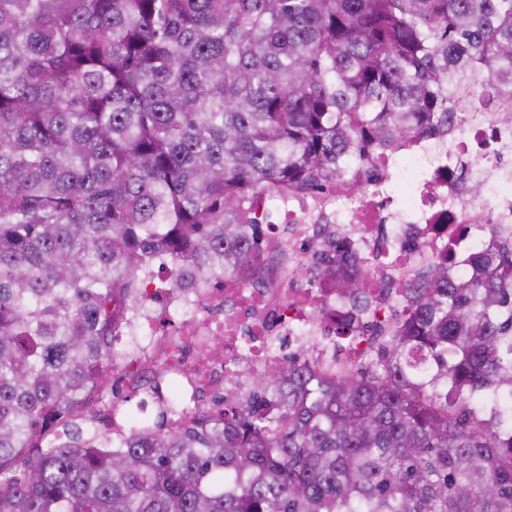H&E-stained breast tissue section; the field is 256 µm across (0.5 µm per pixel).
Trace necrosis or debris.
I'll return each mask as SVG.
<instances>
[{
	"mask_svg": "<svg viewBox=\"0 0 512 512\" xmlns=\"http://www.w3.org/2000/svg\"><path fill=\"white\" fill-rule=\"evenodd\" d=\"M402 163L411 171L426 168L427 176L415 197L394 207L388 183ZM473 176L489 184V193H466ZM261 209L288 234L272 235L252 275L224 278L216 288L203 282L170 296L162 311L146 303L130 315L142 371L133 381L115 382L113 431L125 430L130 417L124 398L135 388L152 394L167 381L180 385V401H165L158 423L174 430L192 423L194 413L213 409L226 392H247L270 365L302 360L336 375L369 362L374 352L367 344L357 351L325 349L336 326L318 308L334 292L310 283L324 225H354L367 290L379 304L392 303L400 282L425 268L440 242L459 238L472 224L512 225V119L462 113L445 134L372 151L348 181L292 197L273 193ZM217 341L224 345L220 361L210 355Z\"/></svg>",
	"mask_w": 512,
	"mask_h": 512,
	"instance_id": "obj_1",
	"label": "necrosis or debris"
}]
</instances>
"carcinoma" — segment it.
Returning <instances> with one entry per match:
<instances>
[{
  "instance_id": "obj_1",
  "label": "carcinoma",
  "mask_w": 512,
  "mask_h": 512,
  "mask_svg": "<svg viewBox=\"0 0 512 512\" xmlns=\"http://www.w3.org/2000/svg\"><path fill=\"white\" fill-rule=\"evenodd\" d=\"M511 83L512 0H0V512H512V225L406 280L352 376L290 363L183 432L90 428L149 285L255 265L254 196L511 115ZM338 236L312 275L352 338L374 305Z\"/></svg>"
}]
</instances>
